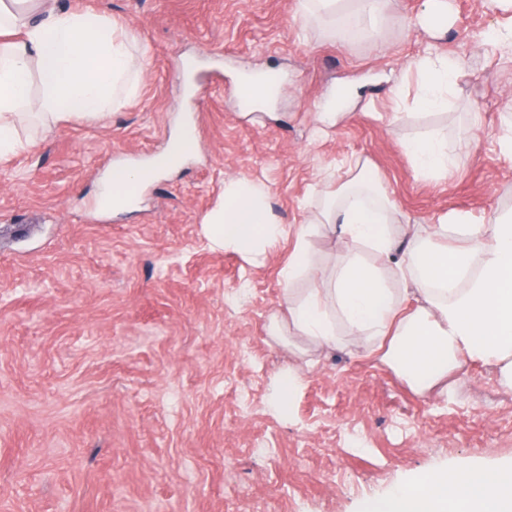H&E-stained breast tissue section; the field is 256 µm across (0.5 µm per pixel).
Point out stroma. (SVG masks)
I'll list each match as a JSON object with an SVG mask.
<instances>
[{"mask_svg":"<svg viewBox=\"0 0 512 512\" xmlns=\"http://www.w3.org/2000/svg\"><path fill=\"white\" fill-rule=\"evenodd\" d=\"M447 2L444 32L424 0H386L353 38L301 0H58L107 10L138 88L92 122L23 123L36 144L0 162V512H360L423 471L512 461V389L494 366L461 360L419 392L344 326L329 348L291 326L273 339L293 239L252 265L203 233L241 178L295 226L357 174L405 224L512 212V49L491 37L512 8ZM429 53L459 66L433 110L416 104ZM263 70L278 92L238 111V79ZM187 124L197 146L180 167L132 207L101 208L111 167L146 166ZM431 134L451 159L438 178L402 149ZM306 242L324 276L343 265L328 227ZM291 369L304 383L283 413ZM302 382L303 377L299 373L290 370L280 376L277 405L282 412L288 411L290 400Z\"/></svg>","mask_w":512,"mask_h":512,"instance_id":"1","label":"stroma"}]
</instances>
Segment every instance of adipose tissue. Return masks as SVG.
<instances>
[{
    "label": "adipose tissue",
    "instance_id": "obj_1",
    "mask_svg": "<svg viewBox=\"0 0 512 512\" xmlns=\"http://www.w3.org/2000/svg\"><path fill=\"white\" fill-rule=\"evenodd\" d=\"M12 9L0 0V160L29 147L18 124L25 109L41 126L89 122L109 113L137 91L126 43L112 20L94 11H58L52 0H20ZM384 0H306L309 11L352 25L382 11ZM419 103L443 104L457 75L452 58L422 57ZM195 148L184 129L168 151L144 168L117 166L109 173L106 205L120 207L129 190L149 176L177 167ZM328 223L338 225L349 256L328 280L301 298L283 295L284 315H273L269 335L292 323L315 344L336 343L344 325L352 340L411 386L426 389L447 377L460 359L493 364L501 384L512 389V212L497 216L492 231L464 224V244L448 246L447 223L421 233L394 224L387 196L352 178L328 199ZM209 244L261 262L282 238H295L282 271L284 282L317 276L305 246L306 230L274 221L262 190L249 180L224 186V200L206 218ZM367 249L392 263L404 283L394 292L379 265L359 254ZM362 512H512V464L492 468L439 467L390 493L368 500Z\"/></svg>",
    "mask_w": 512,
    "mask_h": 512
}]
</instances>
